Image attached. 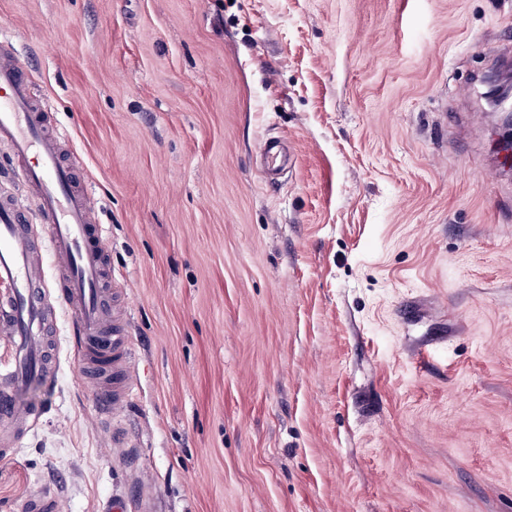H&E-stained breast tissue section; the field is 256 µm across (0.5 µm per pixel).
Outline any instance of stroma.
<instances>
[{
	"mask_svg": "<svg viewBox=\"0 0 512 512\" xmlns=\"http://www.w3.org/2000/svg\"><path fill=\"white\" fill-rule=\"evenodd\" d=\"M104 230L116 425L48 330L0 512H512V0H0ZM282 136L276 179L259 161Z\"/></svg>",
	"mask_w": 512,
	"mask_h": 512,
	"instance_id": "stroma-1",
	"label": "stroma"
}]
</instances>
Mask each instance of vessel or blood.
Masks as SVG:
<instances>
[{
	"label": "vessel or blood",
	"mask_w": 512,
	"mask_h": 512,
	"mask_svg": "<svg viewBox=\"0 0 512 512\" xmlns=\"http://www.w3.org/2000/svg\"><path fill=\"white\" fill-rule=\"evenodd\" d=\"M0 144L7 145L23 183L35 197L39 224L27 211L0 206V335L13 344L10 372L0 377V426L26 413L19 398L47 377L43 327L49 295L43 261L51 259L58 300L72 313L83 379L96 390L95 407L111 420L127 402L132 386L131 352L111 327V307L101 286L102 234L90 195L75 193L71 174L60 166L57 142L45 109L36 107L30 81L15 59L0 53Z\"/></svg>",
	"instance_id": "b4317fda"
}]
</instances>
